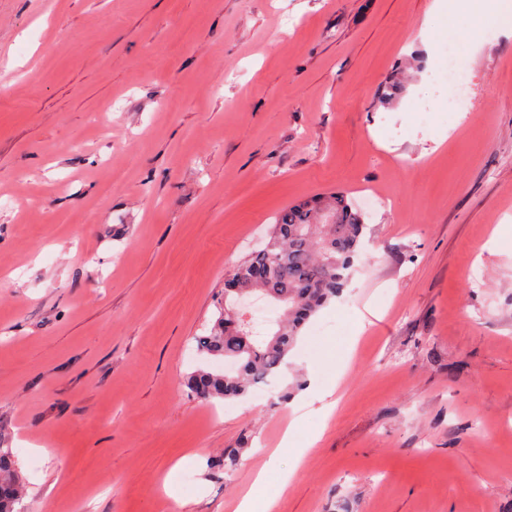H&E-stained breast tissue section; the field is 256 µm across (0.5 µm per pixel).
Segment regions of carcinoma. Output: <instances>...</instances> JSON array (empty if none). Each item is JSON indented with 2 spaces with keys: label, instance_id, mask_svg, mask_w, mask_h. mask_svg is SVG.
Wrapping results in <instances>:
<instances>
[{
  "label": "carcinoma",
  "instance_id": "cac0c4a2",
  "mask_svg": "<svg viewBox=\"0 0 512 512\" xmlns=\"http://www.w3.org/2000/svg\"><path fill=\"white\" fill-rule=\"evenodd\" d=\"M403 89L393 78L379 94L390 105ZM365 228L360 210L342 195L305 200L282 209L271 225L265 246L239 261L230 273L234 290L217 306L212 326L195 337L197 348L234 365V371L197 370L188 388L204 400L238 399L249 389L277 377L306 322L342 292ZM260 292L285 306L278 329L263 341L243 342L226 328L230 302ZM247 445L231 448L210 462V469L236 467ZM22 489L15 456L0 448V512H16Z\"/></svg>",
  "mask_w": 512,
  "mask_h": 512
}]
</instances>
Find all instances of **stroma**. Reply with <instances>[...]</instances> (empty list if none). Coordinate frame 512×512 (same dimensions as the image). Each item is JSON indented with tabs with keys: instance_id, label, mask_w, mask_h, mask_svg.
<instances>
[{
	"instance_id": "stroma-1",
	"label": "stroma",
	"mask_w": 512,
	"mask_h": 512,
	"mask_svg": "<svg viewBox=\"0 0 512 512\" xmlns=\"http://www.w3.org/2000/svg\"><path fill=\"white\" fill-rule=\"evenodd\" d=\"M434 5L0 0V443L21 512H236L262 468L273 512H512V38L476 16L472 101L449 110L434 75L457 26ZM370 189L392 199L285 381L191 393L216 365L195 339L274 216Z\"/></svg>"
}]
</instances>
